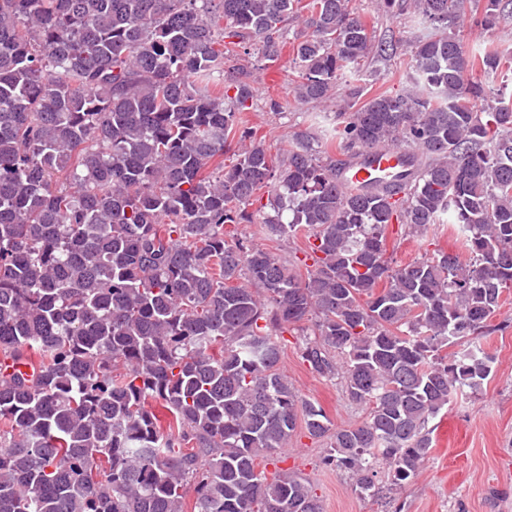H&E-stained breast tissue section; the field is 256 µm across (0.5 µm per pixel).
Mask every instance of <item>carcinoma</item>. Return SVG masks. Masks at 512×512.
Segmentation results:
<instances>
[{
    "mask_svg": "<svg viewBox=\"0 0 512 512\" xmlns=\"http://www.w3.org/2000/svg\"><path fill=\"white\" fill-rule=\"evenodd\" d=\"M413 4L418 90L340 108L278 163L234 60H275L299 19L294 98L330 101L391 56L351 0H0V512H323L305 478L261 468L299 426L363 495L418 474L429 423L492 376L480 338L512 290V90L468 80L512 55L460 29L512 0ZM389 145L408 172L336 178ZM236 224L304 247L285 263L227 239ZM392 224H450L462 252L394 267ZM305 322L302 362L362 422L331 430L280 372Z\"/></svg>",
    "mask_w": 512,
    "mask_h": 512,
    "instance_id": "obj_1",
    "label": "carcinoma"
}]
</instances>
